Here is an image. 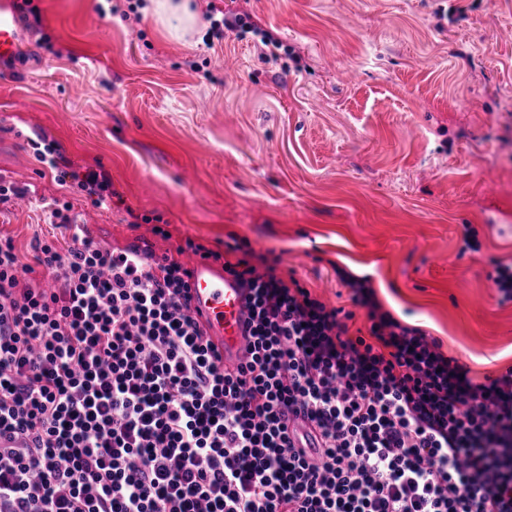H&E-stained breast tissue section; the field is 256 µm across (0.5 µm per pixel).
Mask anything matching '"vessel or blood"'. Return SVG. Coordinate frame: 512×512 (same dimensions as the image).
Listing matches in <instances>:
<instances>
[{"instance_id": "b4317fda", "label": "vessel or blood", "mask_w": 512, "mask_h": 512, "mask_svg": "<svg viewBox=\"0 0 512 512\" xmlns=\"http://www.w3.org/2000/svg\"><path fill=\"white\" fill-rule=\"evenodd\" d=\"M23 0H0V63L16 60L28 33L21 17ZM191 310L225 365H240L249 334L247 291L230 274L198 260L189 267Z\"/></svg>"}]
</instances>
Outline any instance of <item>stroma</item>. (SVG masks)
I'll use <instances>...</instances> for the list:
<instances>
[{
	"instance_id": "1",
	"label": "stroma",
	"mask_w": 512,
	"mask_h": 512,
	"mask_svg": "<svg viewBox=\"0 0 512 512\" xmlns=\"http://www.w3.org/2000/svg\"><path fill=\"white\" fill-rule=\"evenodd\" d=\"M32 5L0 75V179L26 191L0 234L20 250L55 200L115 247L234 240L331 307L351 306L337 268L368 277L475 380L512 368V302L488 278L512 263V0H192L250 13L276 57L254 37L208 45L204 25L174 39L128 0ZM45 140L102 167L112 201L59 183Z\"/></svg>"
}]
</instances>
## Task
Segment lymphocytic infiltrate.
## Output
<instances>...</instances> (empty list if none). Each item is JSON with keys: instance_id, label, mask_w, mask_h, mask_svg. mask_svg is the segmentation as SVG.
Here are the masks:
<instances>
[{"instance_id": "1", "label": "lymphocytic infiltrate", "mask_w": 512, "mask_h": 512, "mask_svg": "<svg viewBox=\"0 0 512 512\" xmlns=\"http://www.w3.org/2000/svg\"><path fill=\"white\" fill-rule=\"evenodd\" d=\"M70 210L29 253L0 237V512H512V369L474 382L340 268L369 323L350 335L245 258L224 270L249 290L248 356L225 367L184 264Z\"/></svg>"}]
</instances>
